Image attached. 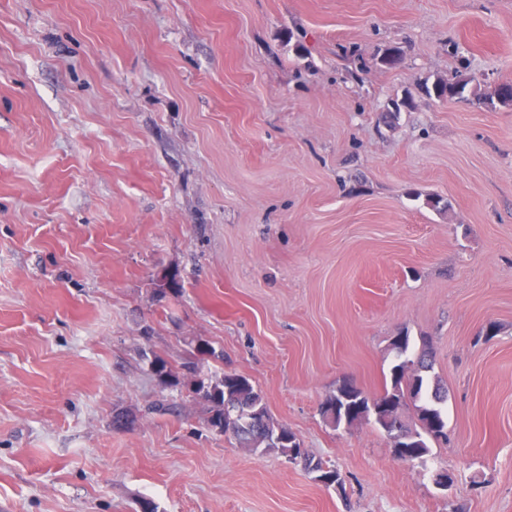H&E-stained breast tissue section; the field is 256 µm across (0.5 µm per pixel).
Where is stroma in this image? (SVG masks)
Returning <instances> with one entry per match:
<instances>
[{"mask_svg":"<svg viewBox=\"0 0 512 512\" xmlns=\"http://www.w3.org/2000/svg\"><path fill=\"white\" fill-rule=\"evenodd\" d=\"M457 75L512 85V0H0V512H512V105L426 96ZM402 333L423 463L320 415ZM193 337L344 491L159 384Z\"/></svg>","mask_w":512,"mask_h":512,"instance_id":"obj_1","label":"stroma"}]
</instances>
